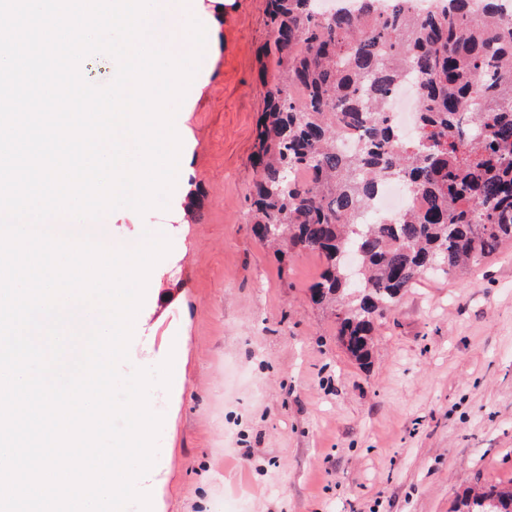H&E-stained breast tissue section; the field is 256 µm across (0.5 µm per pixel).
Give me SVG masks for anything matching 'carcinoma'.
<instances>
[{"mask_svg": "<svg viewBox=\"0 0 512 512\" xmlns=\"http://www.w3.org/2000/svg\"><path fill=\"white\" fill-rule=\"evenodd\" d=\"M320 2L269 0L278 74L251 158V212L260 240L321 256L311 298L336 312L339 341L363 362L378 320L414 284L512 246V18L501 0L479 13L470 0H448L421 15L408 0H387L382 12L358 0L329 16ZM407 76L419 134L402 141L382 103ZM357 131L360 148H342ZM301 168L309 179L295 178ZM388 180L411 207L359 223ZM457 512H512V487L471 489Z\"/></svg>", "mask_w": 512, "mask_h": 512, "instance_id": "cac0c4a2", "label": "carcinoma"}]
</instances>
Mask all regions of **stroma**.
<instances>
[{
	"label": "stroma",
	"instance_id": "1",
	"mask_svg": "<svg viewBox=\"0 0 512 512\" xmlns=\"http://www.w3.org/2000/svg\"><path fill=\"white\" fill-rule=\"evenodd\" d=\"M267 0H224L210 86L175 123L202 203L110 214L114 245L172 227L129 346L135 367L186 343L180 398L164 417L154 512H455L464 490L512 483V248L463 279L411 288L381 319L368 365L309 289L323 262L254 234L248 189L273 76Z\"/></svg>",
	"mask_w": 512,
	"mask_h": 512
}]
</instances>
